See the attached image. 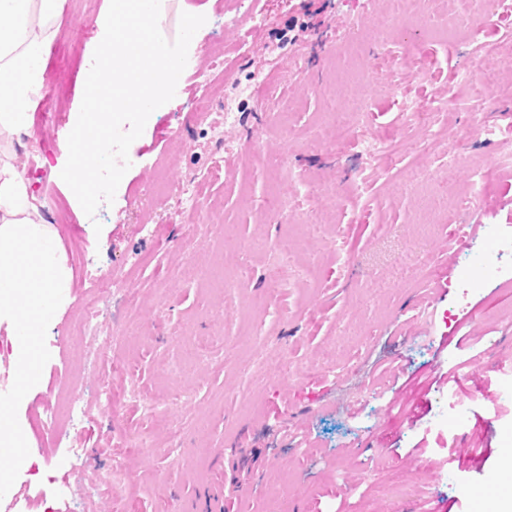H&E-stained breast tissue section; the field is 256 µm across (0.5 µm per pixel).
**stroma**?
I'll return each instance as SVG.
<instances>
[{"label": "stroma", "mask_w": 512, "mask_h": 512, "mask_svg": "<svg viewBox=\"0 0 512 512\" xmlns=\"http://www.w3.org/2000/svg\"><path fill=\"white\" fill-rule=\"evenodd\" d=\"M108 7L61 0L56 33L78 37L77 58L44 54L43 71L70 67L69 83L57 122L32 120L25 139L48 181L29 191L55 215L70 281L22 395L15 361L0 363V396L30 447L0 483L15 512H422L429 501L479 512L468 488L511 496L499 473L512 375L497 367L512 360V280L465 296L457 282L494 247L465 239L468 226L512 225V164L497 161L512 143V72L493 96L456 74L475 67L477 43L512 40V0L488 21L473 0H450L465 33L437 42L418 30L387 48L370 35L388 0H168L167 41L182 13L207 18L188 51L197 67L150 115L113 203L91 218L50 142L77 121ZM358 95L353 124L389 146L371 162L330 112ZM404 95L441 109L439 122L408 123ZM214 125L224 144L210 142ZM418 164L442 197L426 236L405 181ZM178 264L184 276L170 279ZM437 282L446 292L427 305ZM93 300L100 329L88 337ZM76 387L87 411L71 426ZM476 418L491 427L473 465ZM73 448L83 458L66 460Z\"/></svg>", "instance_id": "1"}]
</instances>
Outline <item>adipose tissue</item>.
<instances>
[{"instance_id":"adipose-tissue-1","label":"adipose tissue","mask_w":512,"mask_h":512,"mask_svg":"<svg viewBox=\"0 0 512 512\" xmlns=\"http://www.w3.org/2000/svg\"><path fill=\"white\" fill-rule=\"evenodd\" d=\"M59 3L0 0V321L31 317L40 329L69 273L56 256L43 204L29 193L12 156L31 127L32 85L42 73Z\"/></svg>"}]
</instances>
